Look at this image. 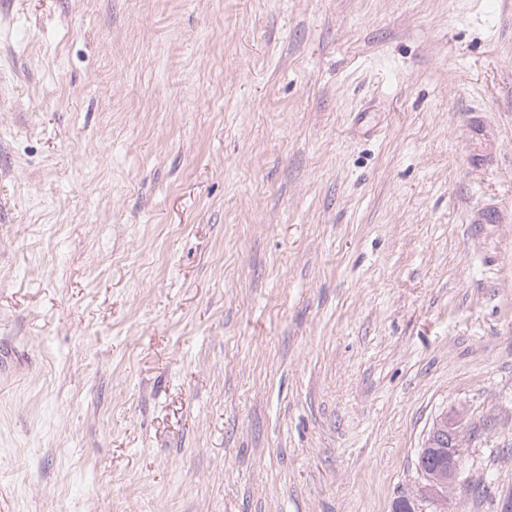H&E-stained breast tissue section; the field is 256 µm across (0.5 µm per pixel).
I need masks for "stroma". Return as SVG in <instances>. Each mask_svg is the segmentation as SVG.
<instances>
[{
	"label": "stroma",
	"mask_w": 512,
	"mask_h": 512,
	"mask_svg": "<svg viewBox=\"0 0 512 512\" xmlns=\"http://www.w3.org/2000/svg\"><path fill=\"white\" fill-rule=\"evenodd\" d=\"M402 497L512 512V0H0V512ZM460 413L458 411H454L448 414V421L445 422L444 419H439L436 423L433 424L431 431L425 441V448H427L423 453L424 456L422 458V462L424 467L428 471H433L437 465V455L438 452L443 451L444 448H448V453L445 456L442 466L446 469L447 476L444 482L438 486L437 482H425L424 486H422V493L428 497H441L439 488L447 489L451 491L456 489L460 484L459 478L463 468V462L465 458L466 448L462 443V439L459 432V423H460ZM448 424L452 425V427H456L455 431V439L448 447V441L451 438V431L448 430Z\"/></svg>",
	"instance_id": "1"
}]
</instances>
